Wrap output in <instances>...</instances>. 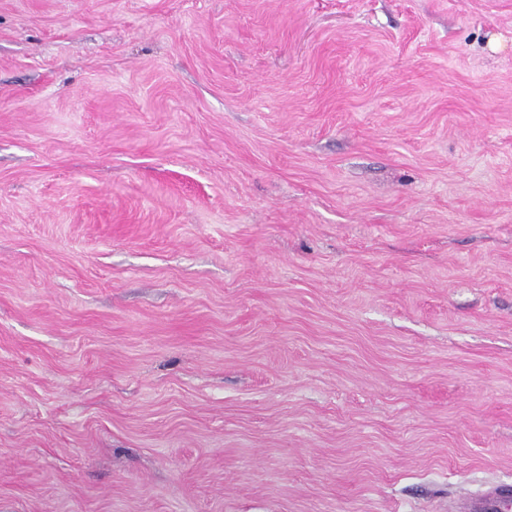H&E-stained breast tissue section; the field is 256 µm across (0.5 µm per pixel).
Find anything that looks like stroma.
<instances>
[{
  "label": "stroma",
  "mask_w": 512,
  "mask_h": 512,
  "mask_svg": "<svg viewBox=\"0 0 512 512\" xmlns=\"http://www.w3.org/2000/svg\"><path fill=\"white\" fill-rule=\"evenodd\" d=\"M509 482L512 0H0V512Z\"/></svg>",
  "instance_id": "1"
}]
</instances>
